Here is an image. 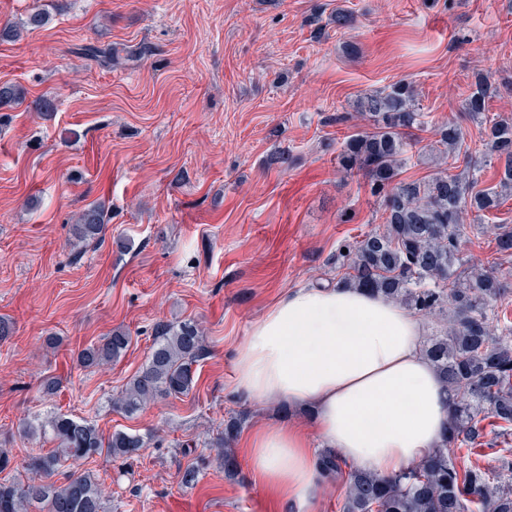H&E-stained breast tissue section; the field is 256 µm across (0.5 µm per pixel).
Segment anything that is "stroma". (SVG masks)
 <instances>
[{
  "instance_id": "stroma-1",
  "label": "stroma",
  "mask_w": 512,
  "mask_h": 512,
  "mask_svg": "<svg viewBox=\"0 0 512 512\" xmlns=\"http://www.w3.org/2000/svg\"><path fill=\"white\" fill-rule=\"evenodd\" d=\"M340 9L353 27H336ZM34 11L46 25L0 40V83L26 91L0 110V317L15 325L0 344V448L13 457L0 482L25 480L29 455L51 448L20 421L59 412L150 439L128 463L77 462L99 476L106 512H295L251 472L244 443L260 421L304 429L309 413L238 394L236 352L287 291L338 283L340 245L382 225L366 179L339 164L365 94L401 79L418 90L425 126L401 178L433 176L436 129L454 120L479 188L497 185L483 129L463 111L481 72L497 88L489 115L512 120V0H0V27ZM82 44L117 63L78 57ZM282 152L288 164L269 165ZM92 202L106 231L76 241L73 217ZM494 224L512 225V197L464 226L462 250L512 281ZM189 320L205 345L195 388L131 417L113 411L156 325ZM118 327L126 354L81 367L79 352ZM49 375L62 379L53 395L40 388ZM239 415L229 477L208 443ZM482 443L478 458L455 450L456 464L498 472L512 430L486 425ZM190 464L201 476L186 486Z\"/></svg>"
}]
</instances>
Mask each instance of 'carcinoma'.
<instances>
[{"label": "carcinoma", "mask_w": 512, "mask_h": 512, "mask_svg": "<svg viewBox=\"0 0 512 512\" xmlns=\"http://www.w3.org/2000/svg\"><path fill=\"white\" fill-rule=\"evenodd\" d=\"M35 11L18 27L0 29V36H21L45 24ZM496 88L482 74L474 76L465 111L484 125V156L502 162L496 189H476L472 172H453L464 136L455 123L437 127L444 167L429 179L400 180L405 163V138L424 125L415 108L417 89L399 80L367 94L359 118L374 131L350 136L340 153L342 168L362 174L370 193L382 206L383 225L363 239L345 243L336 253V266L345 270L341 282L406 306L422 316H441L446 328L423 344L422 353L452 393L447 433L420 465L389 477L351 469L338 454L323 448L317 455L320 477L346 476L347 495L341 512H512V462L508 475L492 476L479 468H457L451 447L474 445L482 437L479 416L487 414L512 425V326L494 323L495 306L512 294V284L466 259L461 251V226L467 217L500 207L512 193V121L488 116V101ZM23 89L0 84V107L22 101ZM109 221L102 205H90L73 224L76 240L100 237ZM497 250L512 256V227L496 224ZM131 337L122 328L85 348L80 361L87 368L105 367L128 349ZM203 332L194 322L159 324L146 361L125 388L112 399V410L134 415L162 397L189 394L197 382V363L203 356ZM241 428L232 417L209 447L233 476L237 462L231 445ZM21 431L32 438L50 439L56 448L29 458L26 481L0 483V512H105L100 484L91 471L60 473L69 460L106 454L128 462L141 455L148 439L115 431L103 436L95 424L56 413L27 421Z\"/></svg>", "instance_id": "obj_1"}]
</instances>
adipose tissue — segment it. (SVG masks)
I'll return each instance as SVG.
<instances>
[{
    "mask_svg": "<svg viewBox=\"0 0 512 512\" xmlns=\"http://www.w3.org/2000/svg\"><path fill=\"white\" fill-rule=\"evenodd\" d=\"M420 326L398 304L344 285L279 298L238 349L235 389L258 403L313 411L327 448L388 477L422 463L447 426L452 401L419 350ZM249 463L304 512L320 477L299 429L268 420L249 441Z\"/></svg>",
    "mask_w": 512,
    "mask_h": 512,
    "instance_id": "adipose-tissue-1",
    "label": "adipose tissue"
}]
</instances>
